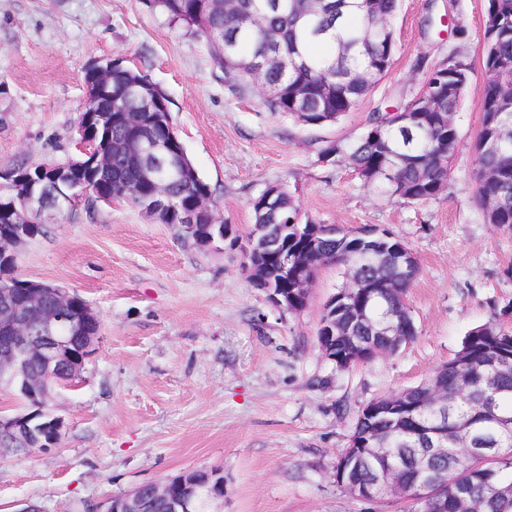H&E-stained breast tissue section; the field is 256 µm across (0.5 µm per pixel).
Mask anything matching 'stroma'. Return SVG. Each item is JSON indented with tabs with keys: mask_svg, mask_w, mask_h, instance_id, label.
Masks as SVG:
<instances>
[{
	"mask_svg": "<svg viewBox=\"0 0 512 512\" xmlns=\"http://www.w3.org/2000/svg\"><path fill=\"white\" fill-rule=\"evenodd\" d=\"M486 7L401 0L389 70L339 122L307 128L269 111L252 81L225 84L205 41L142 0H0V171L74 156L84 69L120 56L165 93L178 138L238 238L198 246L123 201L56 214L24 246L19 276L78 293L101 329L80 378L52 392L59 445L0 447V512H87L201 467L224 474L220 512H405L401 498L352 496L333 467L364 405L427 380L491 316L512 331V228L485 220L473 175ZM447 58L466 65L471 87L440 196L390 199L342 159L320 161L326 144L355 141L372 112L412 100L424 70ZM277 184L303 220L385 229L409 245L421 268L407 298L410 343L339 369L317 330L341 268L319 270L300 312L251 287L240 241L254 227L253 198Z\"/></svg>",
	"mask_w": 512,
	"mask_h": 512,
	"instance_id": "1",
	"label": "stroma"
}]
</instances>
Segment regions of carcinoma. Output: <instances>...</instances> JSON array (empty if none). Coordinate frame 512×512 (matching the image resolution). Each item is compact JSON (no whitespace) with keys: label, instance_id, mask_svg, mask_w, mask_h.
Listing matches in <instances>:
<instances>
[{"label":"carcinoma","instance_id":"1","mask_svg":"<svg viewBox=\"0 0 512 512\" xmlns=\"http://www.w3.org/2000/svg\"><path fill=\"white\" fill-rule=\"evenodd\" d=\"M145 5L165 14L169 23L203 39L213 63L224 71V82L236 86L244 81L237 73L241 62L264 61V82L272 90L265 101L272 112H286L306 127H320L332 118L353 111L389 70L395 52L392 20L400 0H235L222 6L213 0H145ZM483 79L478 87L482 99L481 127L473 143L476 200L487 221L497 227H512V164L499 154L479 151L481 142L512 122V109L501 115L494 98L499 83L512 79V0H488L484 20ZM145 92L162 90L136 71L112 72V88L98 96L100 108L117 103L123 112H136L143 98L132 85ZM423 83L441 94V112L428 114V121L407 127L387 112H374L369 133L348 148L327 147L319 159L343 158L362 174L364 184L389 197L409 202L430 201L444 192L450 179V164L440 161L445 142H459L455 120L469 82L444 77L435 66L424 73ZM112 141L134 138L119 119L104 133ZM182 151L164 164L152 165L135 150L115 152L109 167L91 166L83 173L89 199L85 209L96 207L102 195H119L138 206L151 199L162 182L170 199L187 211L198 194H212L204 180L193 184L178 172ZM393 169L395 181L383 175ZM255 223L267 225V235H279L280 222L300 216V209L287 190L276 200V217L252 203ZM406 244L390 232L365 231L348 235L336 227L319 237L318 248L336 257L332 264L344 268L347 280L363 284L350 304L336 311V325L343 335L336 338V367L344 369L355 347L368 354L367 363L380 353L395 351L394 338L384 335L388 314H405L408 289L420 274L418 264L401 262ZM295 250L298 278L315 279L317 268L308 264L303 239L289 244ZM437 379L448 386V404H431L426 383L406 388L369 402L359 411L344 454L359 452L368 464L351 471L353 485L377 481V470L397 467L405 476L415 473L413 457L425 446L423 432L450 425L441 439L448 453L435 460L432 475L448 477L444 498L447 512H458L456 495L467 491L486 512H512V427L500 426L496 413L512 416V333L495 320L468 332L458 354L440 367ZM391 402L405 406L389 415L381 408ZM469 434L471 445L494 449V459L483 461L459 451V436L451 425Z\"/></svg>","mask_w":512,"mask_h":512}]
</instances>
